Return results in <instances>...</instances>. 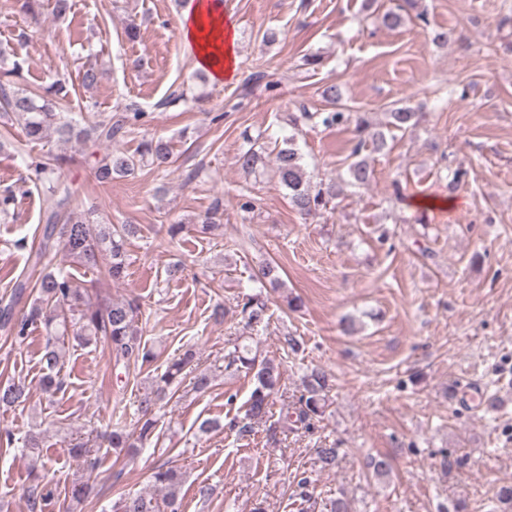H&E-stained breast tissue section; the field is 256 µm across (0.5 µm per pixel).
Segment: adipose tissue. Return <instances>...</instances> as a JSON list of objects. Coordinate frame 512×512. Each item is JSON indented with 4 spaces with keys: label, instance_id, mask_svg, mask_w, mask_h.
<instances>
[{
    "label": "adipose tissue",
    "instance_id": "obj_1",
    "mask_svg": "<svg viewBox=\"0 0 512 512\" xmlns=\"http://www.w3.org/2000/svg\"><path fill=\"white\" fill-rule=\"evenodd\" d=\"M179 32L193 50L197 66L208 70L217 81L233 77L237 64L235 31L220 0H197L192 12L180 20Z\"/></svg>",
    "mask_w": 512,
    "mask_h": 512
}]
</instances>
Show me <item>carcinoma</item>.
<instances>
[{
  "label": "carcinoma",
  "mask_w": 512,
  "mask_h": 512,
  "mask_svg": "<svg viewBox=\"0 0 512 512\" xmlns=\"http://www.w3.org/2000/svg\"><path fill=\"white\" fill-rule=\"evenodd\" d=\"M23 47L24 43L19 42L8 48H0L1 56L8 53L14 57L12 68L0 73V117H13L20 121L26 143H38L52 134L59 143L77 140L91 142L95 146L110 144L146 116V113L128 107L126 113L115 121L108 118L86 126L73 122L64 116L69 94L65 81L54 82L40 94L31 93L17 85L15 78L20 76L21 69L19 51ZM322 97L331 106V110L310 112L303 107L299 114L292 116L291 122L297 126L318 119L326 127L354 124L356 141L351 150L352 161L347 167L348 182L351 185L369 183L373 178V170L360 154L368 144L376 151L388 149L385 135L373 131L366 119L343 107L339 85L326 86L322 90ZM390 118L392 127L405 130L415 126L420 115L408 108H397L390 112ZM145 159L156 170H167L171 163L167 142L152 138L142 143L136 156L110 151L97 161L94 176L101 184L109 183L118 176L134 173ZM261 162L262 154L253 145L241 151L237 157V164L245 171L256 169ZM29 170L34 180L43 185L45 195L42 239L31 256V269L39 271V276L33 285L27 278L14 281L8 302L0 307V328L13 335L14 340L21 344L27 338L29 326L38 323L44 325L49 336L40 359V384L42 390L51 395L60 392L64 386L61 371L66 354L65 335L70 325L74 327L73 340L81 345L91 342L106 345L117 363H151L155 354L142 342L141 329L138 327L141 311L136 300L94 304L89 289L77 285L69 273L42 266L46 251L58 244L75 263L86 268H95L102 256H110L111 263L105 276L118 282L126 276V242L139 232L138 226L102 224L89 214L70 211L71 191L55 179L53 162L33 160ZM275 173L281 187L288 191L290 205L301 213L309 214L323 209L337 196L336 183H311L302 164V155L292 139L277 151ZM254 280L263 288L284 286L281 267L274 261L263 263L255 273ZM30 287L38 291V297L34 299L27 315L16 322L14 307L22 301ZM241 315L247 328L256 330L265 327L270 319L268 299L260 293L245 295ZM227 345L225 369L243 372L253 379L254 387L246 403L247 423L239 427V433L245 435L252 432L253 425L265 423L273 417V397L281 388L283 373L281 364L260 357L247 343V337L236 336L229 339ZM194 360L195 352L188 350L182 357L171 362L163 373L155 376L139 398L140 427L129 430L119 424L108 425L104 434L107 447L120 451L144 447L158 426L155 409L167 397V391L172 386L182 383L186 369H191L193 373V389L198 392L209 390L214 378L210 373L194 367ZM301 386L295 406L282 408L280 420L297 423L308 429L314 419L322 417L326 412L331 390L330 374L319 368L313 369L303 376ZM28 399L25 384L0 380V406L20 405ZM316 455L321 469L329 470L336 466L337 449L333 446L322 444L316 448ZM370 469L376 478L387 475L391 470L389 456L379 454L371 458ZM153 481L166 491L163 500H158L152 494L129 493L114 503L113 512H160L162 505L169 512H181L178 491L182 474L177 467L169 462L159 466L153 473ZM25 497L28 512H47L54 501L52 490L40 483L28 487Z\"/></svg>",
  "instance_id": "carcinoma-1"
}]
</instances>
